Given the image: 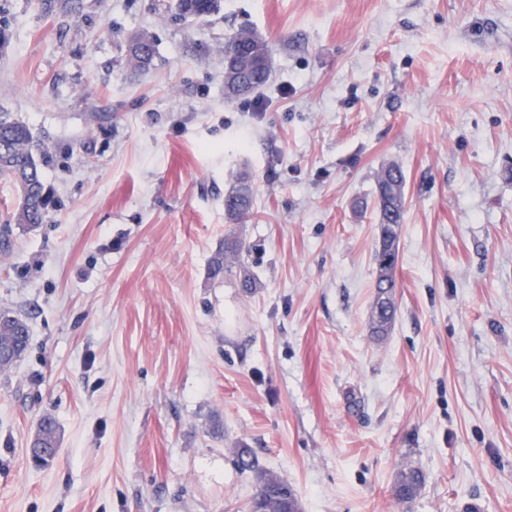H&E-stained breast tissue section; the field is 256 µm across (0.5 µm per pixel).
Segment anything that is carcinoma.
<instances>
[{"label": "carcinoma", "instance_id": "1", "mask_svg": "<svg viewBox=\"0 0 512 512\" xmlns=\"http://www.w3.org/2000/svg\"><path fill=\"white\" fill-rule=\"evenodd\" d=\"M222 8V0H174L173 9L182 19L202 20ZM155 56L154 44L147 45L144 53L133 47L129 56L136 67L149 65ZM0 180L11 182L18 191L17 208L13 220L17 224L35 226L44 221L47 199L44 193L40 164L33 155V137L30 128L6 112L0 113ZM406 175L397 164L383 167L376 177L377 246L373 256L376 265V294L369 319L370 332L384 336L391 329L396 315L393 299L396 285L395 271L398 260V231L403 221ZM251 192L246 186L224 195V212L235 218L251 207ZM243 272L241 287H252L243 248L230 243L213 257L209 266L212 279H222L233 270ZM29 328L18 317L0 314V354L3 366L15 363L29 345ZM30 445L36 448L59 447L56 423L43 419L36 429ZM237 465L257 473L260 507L263 512H297L301 505L297 498L288 497L290 487L278 475L259 467L250 453L242 450L237 455ZM423 476L414 467L400 469L394 478L392 492L400 503L413 501L421 491Z\"/></svg>", "mask_w": 512, "mask_h": 512}]
</instances>
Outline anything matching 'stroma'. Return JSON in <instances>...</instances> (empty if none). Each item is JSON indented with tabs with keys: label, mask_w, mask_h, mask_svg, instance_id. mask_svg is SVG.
Listing matches in <instances>:
<instances>
[{
	"label": "stroma",
	"mask_w": 512,
	"mask_h": 512,
	"mask_svg": "<svg viewBox=\"0 0 512 512\" xmlns=\"http://www.w3.org/2000/svg\"><path fill=\"white\" fill-rule=\"evenodd\" d=\"M0 112L51 203L0 249V512H512V0H0ZM272 75L230 101L224 46ZM152 37L133 70L128 40ZM399 164L397 314L368 331L376 175ZM247 182L249 212L224 216ZM258 286L208 279L225 239ZM59 451L35 465L43 417ZM419 468L418 497L393 479ZM175 13L182 19L202 20L215 13L222 8L221 0H175L173 5ZM29 339V328L23 319L1 313L0 353L4 355V362L0 367L15 363L27 350ZM236 462L241 469H249L257 473L259 491L256 495L261 497L260 507L263 512L301 511L297 498L295 496L288 498V490L291 489L288 483L278 475L261 469L257 460L251 457L247 450H241L238 453ZM423 486V476L414 467L400 469L394 478L392 492L399 503L412 502L420 493Z\"/></svg>",
	"instance_id": "1"
}]
</instances>
